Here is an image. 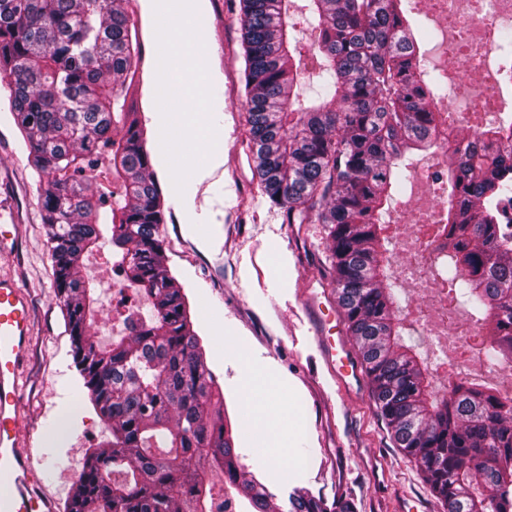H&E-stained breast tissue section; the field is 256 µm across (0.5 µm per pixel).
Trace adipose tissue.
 <instances>
[{
	"instance_id": "obj_1",
	"label": "adipose tissue",
	"mask_w": 512,
	"mask_h": 512,
	"mask_svg": "<svg viewBox=\"0 0 512 512\" xmlns=\"http://www.w3.org/2000/svg\"><path fill=\"white\" fill-rule=\"evenodd\" d=\"M154 10L161 26L159 54L165 81L177 84L191 105L189 111L179 115L165 106H158L160 125L179 128L182 138L191 141L212 139V127L207 120L206 52L201 45L182 41L179 34L168 26L170 17L174 15L180 16L185 24H195L194 6L189 0H157Z\"/></svg>"
}]
</instances>
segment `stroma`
Wrapping results in <instances>:
<instances>
[{"label": "stroma", "mask_w": 512, "mask_h": 512, "mask_svg": "<svg viewBox=\"0 0 512 512\" xmlns=\"http://www.w3.org/2000/svg\"><path fill=\"white\" fill-rule=\"evenodd\" d=\"M206 21L180 27L209 52L215 76L208 89L209 122L217 144L191 143L172 150V132L156 125L152 111L165 76L158 66V37L147 0H132L144 25L143 87L134 109L156 158L166 218L159 235L166 265L186 293L194 330L201 336L209 368L224 391V409L235 430L240 461L267 484L275 501L287 506L303 490L333 501L353 498L357 512H443L414 461L394 448L377 413L369 382L340 395L315 366L311 338L336 336L342 320L325 258L320 224H287L262 196L254 172L248 127L240 95L239 0H204ZM40 182L8 111L0 88V276L14 280L31 314L30 348L22 369L21 448L41 459L52 451L59 466L43 495L65 506L79 483L87 449L107 440L109 430L83 398L72 338L55 296L47 231L39 201ZM425 180L395 204L391 217L401 227L392 249L396 259L415 247L411 214L432 205ZM93 279L98 309L89 330L101 343L120 338L123 327L112 290L113 273L103 254L90 255L82 270ZM317 303H310V295ZM434 374L436 395L448 384L445 363L457 348L438 319L411 328ZM272 380L254 399L255 407L280 408L289 430L288 454L274 462L262 457L257 434L247 425L239 398L244 368Z\"/></svg>", "instance_id": "obj_1"}]
</instances>
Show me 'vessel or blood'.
<instances>
[{"mask_svg":"<svg viewBox=\"0 0 512 512\" xmlns=\"http://www.w3.org/2000/svg\"><path fill=\"white\" fill-rule=\"evenodd\" d=\"M323 364L339 390L353 391L361 368L348 348L319 337ZM30 346L29 303L15 282L0 277V512H55L38 493L42 468L34 467L18 444L20 370Z\"/></svg>","mask_w":512,"mask_h":512,"instance_id":"obj_1","label":"vessel or blood"}]
</instances>
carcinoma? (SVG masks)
I'll list each match as a JSON object with an SVG mask.
<instances>
[{"mask_svg":"<svg viewBox=\"0 0 512 512\" xmlns=\"http://www.w3.org/2000/svg\"><path fill=\"white\" fill-rule=\"evenodd\" d=\"M131 0H0V83L39 178L56 297L86 398L111 438L88 452L65 512H221L209 474L242 489L253 512H280L239 465L224 392L193 330L188 298L157 233L165 202L146 134L128 108L143 43ZM240 0L245 121L258 187L287 224H323L328 261L396 447L446 512H512V395L432 375L396 317L386 221L412 156L445 128L448 253L440 284L478 328V358L512 364V117L484 127L440 112L435 74L410 0ZM318 61V104L298 87ZM110 249L112 269L151 304L102 345L88 333L93 288L82 259ZM288 512H357L307 492Z\"/></svg>","mask_w":512,"mask_h":512,"instance_id":"carcinoma-1","label":"carcinoma"}]
</instances>
